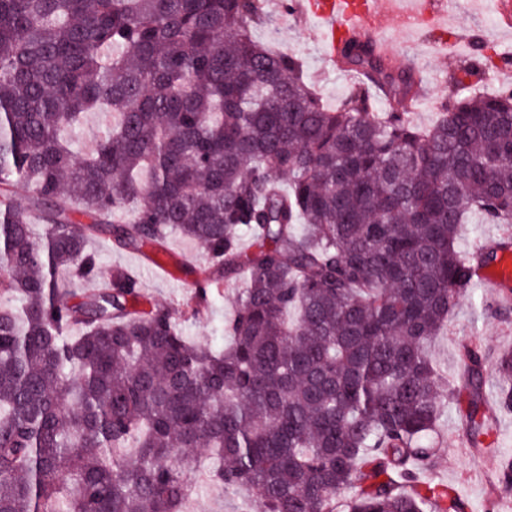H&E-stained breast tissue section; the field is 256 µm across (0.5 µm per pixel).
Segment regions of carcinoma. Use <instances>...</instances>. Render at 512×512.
I'll list each match as a JSON object with an SVG mask.
<instances>
[{
  "instance_id": "1",
  "label": "carcinoma",
  "mask_w": 512,
  "mask_h": 512,
  "mask_svg": "<svg viewBox=\"0 0 512 512\" xmlns=\"http://www.w3.org/2000/svg\"><path fill=\"white\" fill-rule=\"evenodd\" d=\"M260 20L263 0H0V298L21 300L0 305V512H183L198 449L265 512H466L418 484L454 396L428 346L512 249L455 246L472 212L512 224V89L464 94V66L421 130L373 94L419 74L352 39L338 61L366 80L332 111ZM102 108L118 122L75 156L63 132ZM173 233L210 258L179 316L88 248ZM240 274L224 347L184 336ZM485 360L463 347L457 381L495 455L512 353L493 406Z\"/></svg>"
}]
</instances>
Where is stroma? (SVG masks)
Returning a JSON list of instances; mask_svg holds the SVG:
<instances>
[{
    "mask_svg": "<svg viewBox=\"0 0 512 512\" xmlns=\"http://www.w3.org/2000/svg\"><path fill=\"white\" fill-rule=\"evenodd\" d=\"M286 0H264L265 11L272 16L269 24L253 28L255 40L284 49H295L302 59L305 73L321 93L328 107H336L346 95L354 77L332 67L319 48L320 32L314 21L303 22L285 11ZM385 28L382 52L398 65L416 59L425 86L424 100L409 114L418 127L433 124L442 99L452 90V76L458 66L473 61V46L494 50L499 58H512V29L507 28L497 10L496 0H464L460 10L447 20V38L439 40L433 28L399 25L388 14H380ZM103 268L121 266L141 280L151 300L181 308L190 297L189 284L194 270L206 267L207 258L200 247L180 235L167 242L164 266H156L144 257L113 250L107 243L96 242ZM242 280H233L212 299V315L203 322H188L183 331L189 339L220 347L224 344L223 325L235 311L236 290ZM485 349L489 355L512 349V309H499L487 293L464 296L452 312L447 327L431 345V357L447 380L458 373V354L464 346ZM459 406L448 403L441 412L433 442L438 452L431 470L421 473L425 482L447 484L465 499L468 512H512V493L499 487L495 472L499 457H512V413H500L493 420L497 433L499 457L479 455L459 438ZM209 463H202L197 475L198 486L187 501L185 512H261L248 493H225L211 481Z\"/></svg>",
    "mask_w": 512,
    "mask_h": 512,
    "instance_id": "obj_1",
    "label": "stroma"
}]
</instances>
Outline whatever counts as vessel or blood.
I'll return each instance as SVG.
<instances>
[{
  "instance_id": "obj_1",
  "label": "vessel or blood",
  "mask_w": 512,
  "mask_h": 512,
  "mask_svg": "<svg viewBox=\"0 0 512 512\" xmlns=\"http://www.w3.org/2000/svg\"><path fill=\"white\" fill-rule=\"evenodd\" d=\"M296 12L302 18L317 20L321 26L320 47L335 55L338 40L374 31L375 0H297ZM493 296H501L505 283L512 281V255H499L479 274Z\"/></svg>"
}]
</instances>
